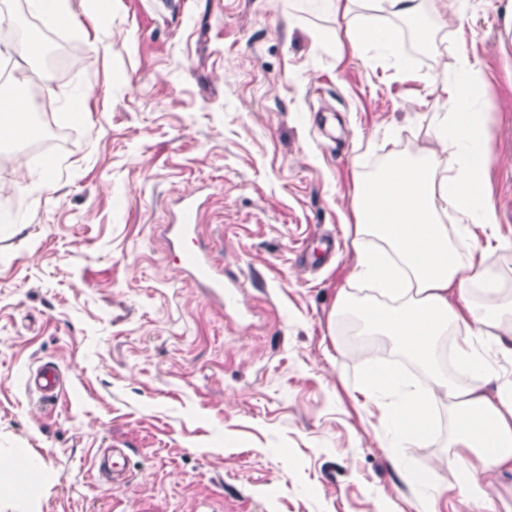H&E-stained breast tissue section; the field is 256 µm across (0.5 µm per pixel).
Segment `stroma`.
<instances>
[{
    "mask_svg": "<svg viewBox=\"0 0 512 512\" xmlns=\"http://www.w3.org/2000/svg\"><path fill=\"white\" fill-rule=\"evenodd\" d=\"M102 19L50 86L21 101L59 141L44 168L0 165V203L54 188L0 231V448L18 464L0 512H415L353 386L373 355L337 348L339 291L394 305L353 277L385 249L350 225L353 164L370 178L396 154L442 153L437 127L460 51L497 120L485 193L512 233V0L449 18L410 94L390 60L337 64L336 20L301 0H70ZM80 119H72V112ZM200 192L202 238L234 296L218 303L175 264L162 225ZM335 259L299 258L320 234ZM64 386L28 387L42 364ZM406 448L448 488L455 416ZM124 448L121 482L99 449ZM32 485L35 502L17 497Z\"/></svg>",
    "mask_w": 512,
    "mask_h": 512,
    "instance_id": "1",
    "label": "stroma"
}]
</instances>
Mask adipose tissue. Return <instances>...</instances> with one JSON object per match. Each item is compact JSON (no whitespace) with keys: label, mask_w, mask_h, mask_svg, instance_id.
<instances>
[{"label":"adipose tissue","mask_w":512,"mask_h":512,"mask_svg":"<svg viewBox=\"0 0 512 512\" xmlns=\"http://www.w3.org/2000/svg\"><path fill=\"white\" fill-rule=\"evenodd\" d=\"M388 10L416 24L422 40L463 15L470 0H384ZM338 57H393L399 78L417 81L413 64L401 58L387 31L365 28L337 43ZM479 73L461 56L454 75L446 77L443 122L439 136L443 155L408 152L396 155L367 180L356 185L352 205L357 228H379L390 252L358 254L355 274L380 282L394 294L415 293L405 308L386 309L341 298L331 332L342 344L367 350L372 336H395L410 359L435 369L433 386L418 392L406 364L368 365L361 377L362 408L375 420L382 447L393 449L411 440L435 442L428 414L434 405H456L455 448L445 462L463 478L453 490L415 478L418 512L455 494L480 499L478 474H512V278L487 267L489 250L512 252V238L501 236L493 205L483 199L481 183L492 165L483 141L494 116L477 95ZM457 171L454 181L442 180L445 168ZM453 209L461 217L465 252L448 245V231L439 215ZM454 331L473 336L476 353L457 361L454 369L436 367L440 336Z\"/></svg>","instance_id":"adipose-tissue-1"}]
</instances>
